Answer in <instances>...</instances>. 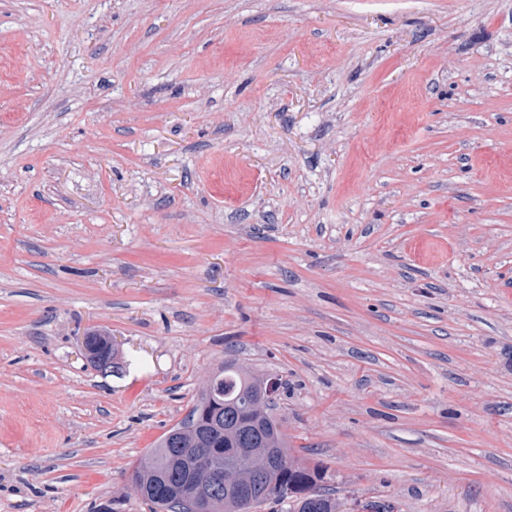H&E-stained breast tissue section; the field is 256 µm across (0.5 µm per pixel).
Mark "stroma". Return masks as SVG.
<instances>
[{"label": "stroma", "instance_id": "35a3bbf8", "mask_svg": "<svg viewBox=\"0 0 512 512\" xmlns=\"http://www.w3.org/2000/svg\"><path fill=\"white\" fill-rule=\"evenodd\" d=\"M227 362L348 512H512V0H0V512H148ZM88 346H87V339ZM110 334L99 330H91L86 333L81 341V349L85 351L87 361L98 371L103 373L112 368V373L118 372L123 368L124 360L118 349L111 345ZM112 342V338H111Z\"/></svg>", "mask_w": 512, "mask_h": 512}]
</instances>
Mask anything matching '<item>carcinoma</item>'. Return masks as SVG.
Listing matches in <instances>:
<instances>
[{
  "label": "carcinoma",
  "mask_w": 512,
  "mask_h": 512,
  "mask_svg": "<svg viewBox=\"0 0 512 512\" xmlns=\"http://www.w3.org/2000/svg\"><path fill=\"white\" fill-rule=\"evenodd\" d=\"M86 338L85 357L93 367L114 373L123 368L110 334L91 330ZM270 381L259 371L224 366L208 380L183 420L194 423L197 431L175 442L163 435L130 465L128 480L141 488L142 500L154 512H182L181 491L193 480V458L202 453L223 456L250 478L247 499L221 488L212 496L210 512H250L253 501L279 505L284 512H344L336 495L322 487L324 471L288 448L272 402L255 415L257 423L244 424L241 411L267 391Z\"/></svg>",
  "instance_id": "obj_1"
}]
</instances>
